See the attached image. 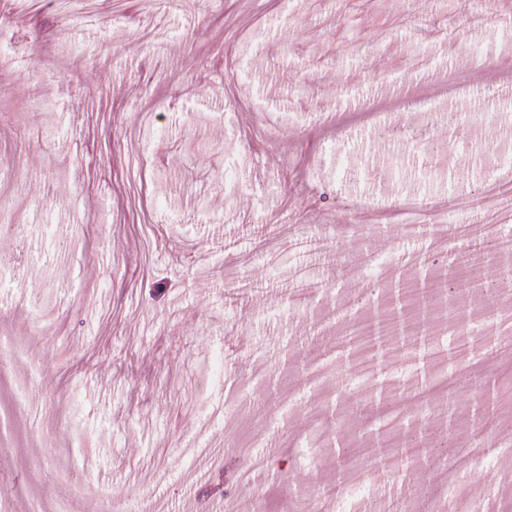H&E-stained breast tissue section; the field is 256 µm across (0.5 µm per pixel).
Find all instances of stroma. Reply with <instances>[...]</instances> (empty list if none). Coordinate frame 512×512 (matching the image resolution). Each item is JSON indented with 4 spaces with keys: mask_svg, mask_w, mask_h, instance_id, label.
<instances>
[{
    "mask_svg": "<svg viewBox=\"0 0 512 512\" xmlns=\"http://www.w3.org/2000/svg\"><path fill=\"white\" fill-rule=\"evenodd\" d=\"M510 51L512 0H0V250L18 259L0 337L33 353L0 374V512L74 492L126 512H314L337 477L298 383L355 289L336 260L364 262L378 314L405 257L436 247L427 221L397 237L396 202L475 207L470 187L512 167ZM431 112L466 118L439 155ZM357 211L372 229L336 256ZM245 258L255 274L227 285ZM439 347L450 336L379 350L364 381L336 353L321 425L344 436L349 392L382 404ZM272 410L260 493L228 503L236 446ZM384 454L343 512H399L430 463Z\"/></svg>",
    "mask_w": 512,
    "mask_h": 512,
    "instance_id": "35a3bbf8",
    "label": "stroma"
}]
</instances>
